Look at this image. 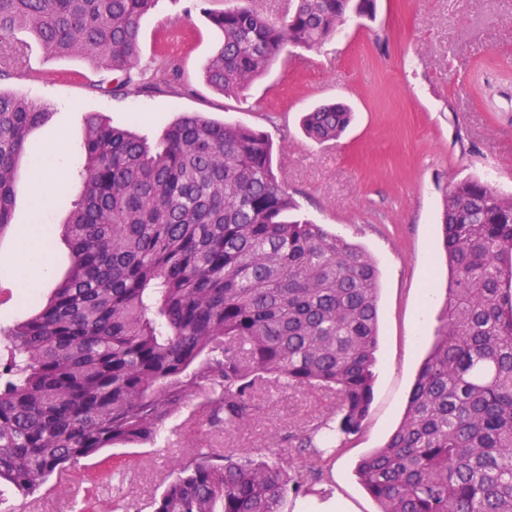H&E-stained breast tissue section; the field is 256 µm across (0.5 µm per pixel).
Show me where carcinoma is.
I'll return each mask as SVG.
<instances>
[{
	"label": "carcinoma",
	"mask_w": 512,
	"mask_h": 512,
	"mask_svg": "<svg viewBox=\"0 0 512 512\" xmlns=\"http://www.w3.org/2000/svg\"><path fill=\"white\" fill-rule=\"evenodd\" d=\"M159 0H0V43L17 29L56 57L88 55L109 92H139L138 20ZM222 33L207 82L242 94L287 48L322 47L376 0H292L208 9ZM45 104L0 91V237L17 173ZM351 108L303 117L308 138L339 139ZM84 165L64 232L66 277L36 314L0 332V482L27 494L108 448L153 444L190 402L234 430L262 379L336 394L298 437L299 465L275 454L200 453L153 512H291L363 432L373 400L379 270L345 237L295 215L274 144L258 127L179 115L156 145L85 118ZM450 285L432 352L386 444L357 468L378 512H512V194L467 179L445 197Z\"/></svg>",
	"instance_id": "carcinoma-1"
}]
</instances>
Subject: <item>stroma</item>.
Masks as SVG:
<instances>
[{"instance_id":"obj_1","label":"stroma","mask_w":512,"mask_h":512,"mask_svg":"<svg viewBox=\"0 0 512 512\" xmlns=\"http://www.w3.org/2000/svg\"><path fill=\"white\" fill-rule=\"evenodd\" d=\"M145 79H159L164 64L180 77L172 93H102L112 73L88 57H49L27 30L11 42L19 62L0 64V90L50 104V121L34 130L27 151L35 155L64 134L59 164L73 175L83 166L88 113L112 125L157 137L184 112L266 130L275 165L302 217L358 244L379 270V324L373 401L364 433L336 455L313 484L315 496L332 494L353 512H377L357 475L359 460L382 447L402 421L409 393L440 325L448 291V263L440 217L446 193L467 178L491 182L512 194V0H377L371 17L350 18L320 50H291L237 98L205 80L204 67L221 32L190 8L189 0H160L140 20ZM342 101L353 109L347 131L334 142L307 139L305 111ZM34 175L20 168L11 228L0 236V329L38 310L70 266L61 227L72 192L56 194L42 221L56 233L46 248L51 280L25 294L23 227L37 204ZM253 419L227 431L211 426L189 406L164 429L156 445L104 450L109 466L134 461L122 481L96 490L95 512H151L179 459L249 448L263 459L273 440L302 434L329 414L334 394L271 383L256 392ZM93 459L51 477L53 494L26 496L0 483V512H73L82 500Z\"/></svg>"}]
</instances>
